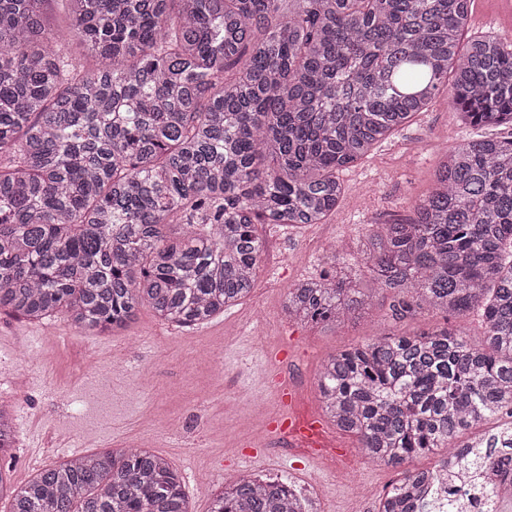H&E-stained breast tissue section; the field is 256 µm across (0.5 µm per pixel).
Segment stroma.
<instances>
[{
    "instance_id": "obj_1",
    "label": "stroma",
    "mask_w": 512,
    "mask_h": 512,
    "mask_svg": "<svg viewBox=\"0 0 512 512\" xmlns=\"http://www.w3.org/2000/svg\"><path fill=\"white\" fill-rule=\"evenodd\" d=\"M470 34L512 36V0H475ZM469 130L445 101L417 115L364 159L343 170L345 193L325 223L299 228L258 225L265 243L251 295L211 322L179 329L140 310L117 334L92 335L57 317L42 323L0 312V401L14 407L17 444L0 455L15 483L73 454L145 444L182 474L193 512H209L229 468L255 456L252 469L310 494L318 512H375L400 469L369 462L354 437L323 427L319 437L340 461L325 468L314 449L283 439L274 422L283 390L307 391L301 411L320 414L316 378L323 360L381 332L412 333L444 324L431 310L395 319L388 292L374 291L363 317L339 326L288 319V287L320 276L330 244L356 249L374 225L412 216L432 187L446 147ZM83 347L122 367L100 381L75 364Z\"/></svg>"
}]
</instances>
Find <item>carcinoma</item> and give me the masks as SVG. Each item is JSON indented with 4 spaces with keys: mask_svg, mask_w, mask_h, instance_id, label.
<instances>
[{
    "mask_svg": "<svg viewBox=\"0 0 512 512\" xmlns=\"http://www.w3.org/2000/svg\"><path fill=\"white\" fill-rule=\"evenodd\" d=\"M0 0V309L59 315L88 333L146 308L192 328L250 296L257 224H321L339 173L433 107L447 86L461 121L512 126V41H462L474 0ZM425 83L418 99L403 93ZM414 217L332 272L290 286L288 318H359L387 290L399 316L476 311L463 326L383 333L329 355L322 415L406 470L376 512H458L431 493L457 464L512 500V137L447 149ZM15 428L0 405V454ZM10 512H192L182 477L149 448H112L0 470ZM291 484L230 475L209 512H306Z\"/></svg>",
    "mask_w": 512,
    "mask_h": 512,
    "instance_id": "carcinoma-1",
    "label": "carcinoma"
}]
</instances>
